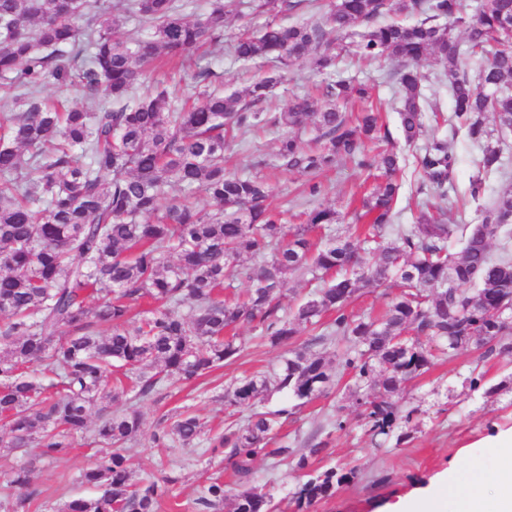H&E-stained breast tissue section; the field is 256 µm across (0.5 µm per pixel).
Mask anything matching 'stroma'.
I'll return each mask as SVG.
<instances>
[{"label": "stroma", "mask_w": 512, "mask_h": 512, "mask_svg": "<svg viewBox=\"0 0 512 512\" xmlns=\"http://www.w3.org/2000/svg\"><path fill=\"white\" fill-rule=\"evenodd\" d=\"M228 9L224 39L211 46L207 59L213 75L210 87L227 92L249 85L255 71L234 61L230 46L246 22L247 0H224ZM277 135L273 132L245 134L242 140L224 150V166L235 173L258 172L271 188L270 203L281 211L285 224L300 223V214L309 208L298 175L273 168ZM399 179L402 183L398 208L400 221L413 223L417 204L432 192L422 189L416 171V152L408 149ZM369 179L368 171L342 161L324 171L319 180L322 202L332 205L341 216L337 233L348 231L352 215L350 194ZM313 335L312 328L301 329L289 343L273 345L259 337L258 330L243 325L236 329L240 355L196 381H174L163 390L158 402L140 405L142 425L128 462L135 477L171 476L175 483L171 497L162 499L158 512H197L195 500L208 479L219 477L233 483L235 477L227 455L213 452L208 437H201L188 448H159L155 442L162 415L188 411L217 431L232 422L241 423L248 409H227L224 396L240 378L267 372L279 366L289 348L299 346ZM484 375V387H469L472 372ZM492 394H485V387ZM360 391L351 375H343L335 390L304 406H296L287 394L276 393L259 404L260 410L288 409L287 420L275 431V440L300 448L313 440H325L327 453L317 459L320 467L356 468V478L337 488L335 494L317 503L312 512H387L389 505L437 483L449 468L469 462L492 469L502 458L496 449L481 447L484 438L496 430L512 428V352L480 359L477 350L460 353L453 359L437 357L429 371L403 387L396 397L401 410L412 411L414 431L403 443L395 438L372 437L367 421L355 405ZM99 446L94 430L76 438L72 447L55 459L44 460L38 447L0 450V512H11L13 490L7 481L11 471L30 467V491L34 493L32 512H58L71 497L94 495V487L82 483L80 474L95 461ZM301 473L294 462H278L260 457L253 463L251 486L269 493L276 512H293V492Z\"/></svg>", "instance_id": "stroma-1"}]
</instances>
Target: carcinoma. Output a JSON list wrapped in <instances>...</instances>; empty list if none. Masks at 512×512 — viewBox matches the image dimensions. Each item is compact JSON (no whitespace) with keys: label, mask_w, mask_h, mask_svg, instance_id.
<instances>
[{"label":"carcinoma","mask_w":512,"mask_h":512,"mask_svg":"<svg viewBox=\"0 0 512 512\" xmlns=\"http://www.w3.org/2000/svg\"><path fill=\"white\" fill-rule=\"evenodd\" d=\"M295 0H254L253 17L293 13ZM193 0H0V422L8 448L37 442L53 459L84 434L92 411L100 413L99 457L81 474L99 489L93 498L66 501L60 512H157L175 479H132L128 448L140 431L138 409L112 414V404L132 396L154 400L175 377L191 381L227 360L241 346L225 336L238 324L260 331L273 344L291 340L301 327L323 330L272 374L244 377L229 391L235 406H253L271 391H288L307 403L326 395L338 373L352 374L362 395L372 436L409 438L413 412L402 416L393 397L432 365L424 341L464 346L461 336H496L473 349L484 358L512 350V323L496 314L512 306V172L505 154L512 135V0H331L312 23L266 22L232 45L243 64L273 63L244 91L203 89L195 99L163 88L136 95L161 61L176 70L196 68L199 82L213 72L203 48L224 39V0L193 18ZM413 22L386 21L390 13ZM137 20L151 32L130 44L116 29ZM364 61L396 64L397 130L404 145L424 141L417 168L448 209L426 200L414 224H398L401 155L372 89L348 79L325 80L319 96L296 95L273 114L265 103L283 72L306 61L329 74L336 43L329 26L350 33ZM433 57L442 67L435 83L448 88L451 111L422 92L419 64ZM99 100V107L61 109L41 98L48 82ZM447 135L424 137L427 113ZM279 127L277 158L305 177L316 197L318 175L349 159L380 171L359 198L368 222L348 236L336 234V210L322 203L303 224L281 223L268 202L270 187L257 175L224 168L229 132ZM465 138L478 150L466 195L478 202L487 180L506 188L482 206L475 223L448 198L456 157L448 138ZM177 184L180 193L169 188ZM201 192L216 205L197 208ZM501 240L498 252L491 241ZM246 293L223 297L226 273L242 253ZM324 281L292 317L280 314L288 275ZM396 289L380 316L347 312L363 288ZM97 295L91 307L88 298ZM189 307L183 312V307ZM345 344L342 363L331 365L314 346ZM288 414L254 412L239 427L212 438L235 473L248 482L254 460L292 459L303 471L293 494L297 512H311L356 469H316L327 449L271 447L277 419ZM205 434L194 415L159 421L161 448L191 446ZM21 490L15 512H29V470L13 472ZM272 512V498L256 488L234 492L209 479L197 505L221 512Z\"/></svg>","instance_id":"1"}]
</instances>
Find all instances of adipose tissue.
I'll list each match as a JSON object with an SVG mask.
<instances>
[{"mask_svg": "<svg viewBox=\"0 0 512 512\" xmlns=\"http://www.w3.org/2000/svg\"><path fill=\"white\" fill-rule=\"evenodd\" d=\"M502 488L495 512H512V464L494 470L471 469L466 480L449 475L442 486L422 490L413 503L397 502L388 512H487L489 487Z\"/></svg>", "mask_w": 512, "mask_h": 512, "instance_id": "ef3b65f1", "label": "adipose tissue"}]
</instances>
